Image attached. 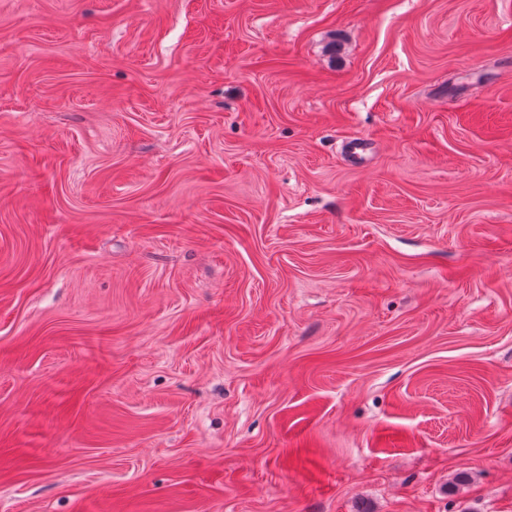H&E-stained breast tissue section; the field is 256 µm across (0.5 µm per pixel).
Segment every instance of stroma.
<instances>
[{
  "label": "stroma",
  "instance_id": "obj_1",
  "mask_svg": "<svg viewBox=\"0 0 512 512\" xmlns=\"http://www.w3.org/2000/svg\"><path fill=\"white\" fill-rule=\"evenodd\" d=\"M0 512H512V0H0Z\"/></svg>",
  "mask_w": 512,
  "mask_h": 512
}]
</instances>
